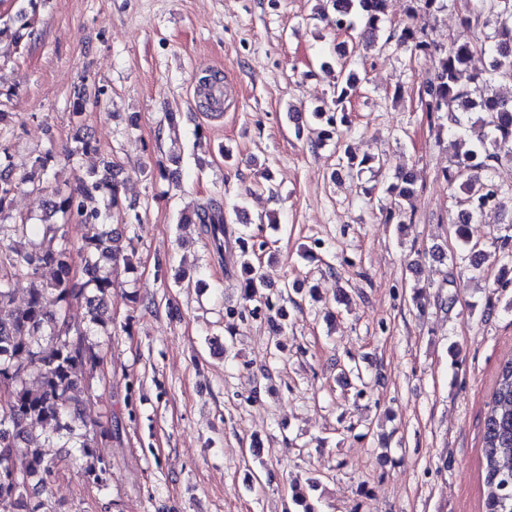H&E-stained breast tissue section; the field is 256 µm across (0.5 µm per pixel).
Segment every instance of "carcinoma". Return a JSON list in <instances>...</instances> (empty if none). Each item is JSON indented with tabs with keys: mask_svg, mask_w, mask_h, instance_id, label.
I'll return each mask as SVG.
<instances>
[{
	"mask_svg": "<svg viewBox=\"0 0 512 512\" xmlns=\"http://www.w3.org/2000/svg\"><path fill=\"white\" fill-rule=\"evenodd\" d=\"M408 23L392 30L383 42L378 33L386 19L387 0H330L332 25L349 34L352 48L336 56L337 82L330 102L311 110L316 126L314 142L322 145L338 136L348 122L346 103L356 93L360 79L353 69L355 49L375 52L393 44L417 56L435 59L433 76L420 95L424 111L447 119L448 134L471 137V147L444 172L459 213L471 215L490 201L512 195V184L496 179V170L512 164V0H475L467 22L479 28L474 43L438 46L418 27L417 18L441 12L446 0H407ZM477 54L490 57L489 68L468 75ZM92 135L77 132L63 158L72 162L91 150ZM55 156L47 151L31 173L17 174L10 163L9 147L0 145V380L10 381L7 395L0 397V512H40L43 504L27 508L24 495L33 481L40 483L71 467L69 457H46L40 440L51 427L62 447L77 449L84 471L102 480L107 463L96 448L112 439V418L85 417L88 393L106 351L89 340L91 328L108 332L112 318L107 300L115 285L118 268H133L127 248L104 222L100 194L107 190L110 204H121L120 182L110 169L91 172L74 184L56 185L42 219V237L31 240L33 225L11 214L15 194L24 187L43 189L41 179ZM338 166L352 176L366 168L383 172L386 159L380 155L358 157L349 148L337 149ZM390 191L400 199L387 213V220L405 215L401 200L416 192L411 172H398ZM182 224H200L213 250L224 252L226 212L223 202L211 199L196 211L180 217ZM82 228L81 259L86 280L71 275L72 246L68 228ZM462 259L470 262L472 278L480 276L478 257H487L484 246L468 235L465 221L452 225ZM269 248L263 241L250 245L240 240L238 264L245 302H261L283 315L276 302L263 298L265 287L257 251ZM25 281L28 300L13 306L14 285ZM52 294L55 305L45 297ZM74 306L84 310L81 320L70 316ZM482 466L486 494L483 512H512V358L501 362L483 422Z\"/></svg>",
	"mask_w": 512,
	"mask_h": 512,
	"instance_id": "carcinoma-1",
	"label": "carcinoma"
}]
</instances>
